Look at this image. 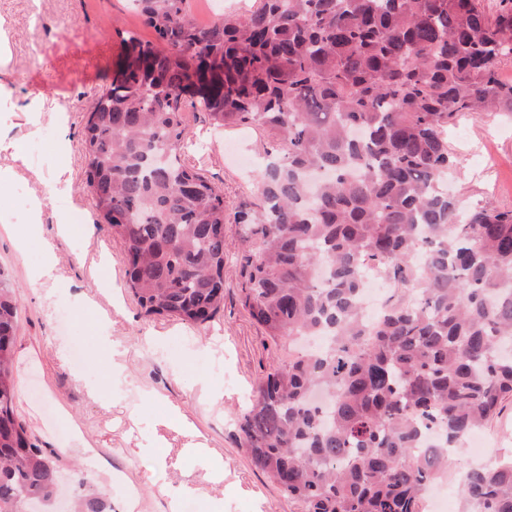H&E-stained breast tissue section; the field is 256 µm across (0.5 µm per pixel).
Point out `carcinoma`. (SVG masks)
I'll return each instance as SVG.
<instances>
[{"label": "carcinoma", "instance_id": "carcinoma-1", "mask_svg": "<svg viewBox=\"0 0 512 512\" xmlns=\"http://www.w3.org/2000/svg\"><path fill=\"white\" fill-rule=\"evenodd\" d=\"M134 0L155 40L117 32L83 129L97 221L126 246L147 317L224 309V194L186 159L187 114L259 127L260 203L237 215L241 303L288 360L242 415L253 466L306 512H425L468 436L512 403V210L448 193V128L512 114V0H257L202 25ZM391 294L361 319L363 278ZM20 295L0 267V512H45L57 468L16 405ZM304 336L327 344L307 353ZM320 390L327 405L311 399ZM463 512H512V456L465 469ZM105 512L106 496H76Z\"/></svg>", "mask_w": 512, "mask_h": 512}]
</instances>
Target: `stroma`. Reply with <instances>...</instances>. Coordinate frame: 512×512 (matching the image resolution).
Returning <instances> with one entry per match:
<instances>
[{
	"label": "stroma",
	"instance_id": "stroma-1",
	"mask_svg": "<svg viewBox=\"0 0 512 512\" xmlns=\"http://www.w3.org/2000/svg\"><path fill=\"white\" fill-rule=\"evenodd\" d=\"M0 29L8 54L0 62V139L30 148L57 140L56 156L19 170L0 193V266L20 292L14 374L18 411L37 444L53 455L70 491L99 490L120 474L110 512H169L151 488V463L142 447L157 442L165 476L198 488L195 512H305L280 487L255 469L243 446L238 417L270 368L288 354L240 302V227L224 237V309L203 327L172 319L150 320L125 286V246L108 225L94 223L86 185L82 130L89 105L109 82L119 50L116 31L134 30L154 40L129 0H0ZM95 72L97 84L84 83ZM57 104L31 124L18 109L36 96ZM186 155L224 192V212L233 215L256 200L258 165L268 148L255 127L214 128L203 112L188 115ZM448 141L460 159L453 188L463 208L486 203L512 208V117L484 112L464 117ZM70 178L71 193L44 207L39 236L57 257L53 278L30 287L45 263L30 235L27 203L42 195L58 173ZM82 217L60 231L58 216ZM120 351L122 375L112 372ZM180 409L224 474L214 482L211 465L186 453L187 438L164 419Z\"/></svg>",
	"mask_w": 512,
	"mask_h": 512
}]
</instances>
